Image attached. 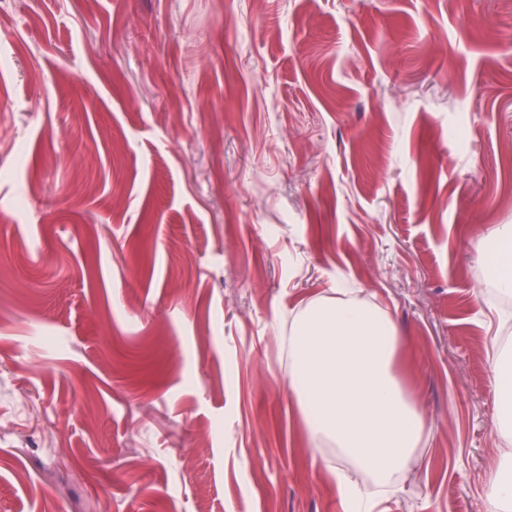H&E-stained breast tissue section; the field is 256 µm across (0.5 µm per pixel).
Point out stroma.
<instances>
[{"label":"stroma","mask_w":512,"mask_h":512,"mask_svg":"<svg viewBox=\"0 0 512 512\" xmlns=\"http://www.w3.org/2000/svg\"><path fill=\"white\" fill-rule=\"evenodd\" d=\"M0 115V512H343L284 347L340 288L427 422L378 512H482L512 0H0Z\"/></svg>","instance_id":"stroma-1"}]
</instances>
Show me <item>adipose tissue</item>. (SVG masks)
<instances>
[{"instance_id":"ef3b65f1","label":"adipose tissue","mask_w":512,"mask_h":512,"mask_svg":"<svg viewBox=\"0 0 512 512\" xmlns=\"http://www.w3.org/2000/svg\"><path fill=\"white\" fill-rule=\"evenodd\" d=\"M399 342L388 315L341 290L307 310L288 338L290 387L310 434L336 449L329 471L343 512H374L427 426L394 370ZM484 484L485 512H512V465L489 469Z\"/></svg>"}]
</instances>
